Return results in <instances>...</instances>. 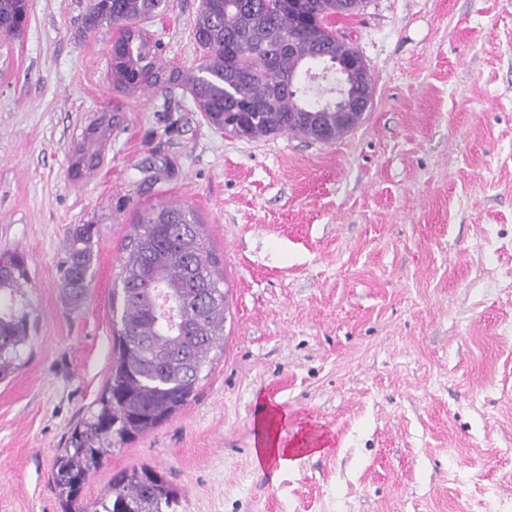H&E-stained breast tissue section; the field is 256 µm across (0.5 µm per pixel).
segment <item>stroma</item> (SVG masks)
Returning a JSON list of instances; mask_svg holds the SVG:
<instances>
[{"instance_id":"obj_1","label":"stroma","mask_w":512,"mask_h":512,"mask_svg":"<svg viewBox=\"0 0 512 512\" xmlns=\"http://www.w3.org/2000/svg\"><path fill=\"white\" fill-rule=\"evenodd\" d=\"M92 0H30L0 38V254L24 256L34 320L0 382V512H61L55 456L98 407L127 235L190 211L224 269V351L168 422L83 484L151 466L184 512H512V0H365L343 20L374 82L361 124L323 145L239 139L181 81H111ZM200 0L144 21L158 63L194 71ZM109 117L101 164L71 157ZM94 225L88 296L61 288L69 232ZM326 451L259 469L262 410Z\"/></svg>"}]
</instances>
